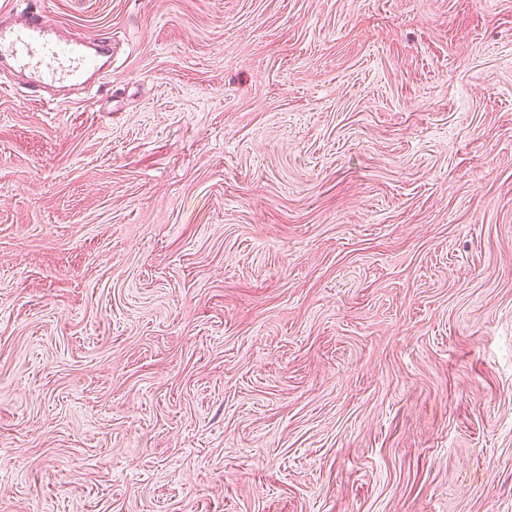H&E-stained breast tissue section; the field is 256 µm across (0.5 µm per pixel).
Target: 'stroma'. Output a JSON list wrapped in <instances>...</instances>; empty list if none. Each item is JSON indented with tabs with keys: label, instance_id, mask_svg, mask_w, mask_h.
Segmentation results:
<instances>
[{
	"label": "stroma",
	"instance_id": "stroma-1",
	"mask_svg": "<svg viewBox=\"0 0 512 512\" xmlns=\"http://www.w3.org/2000/svg\"><path fill=\"white\" fill-rule=\"evenodd\" d=\"M29 3L0 512H512V0ZM111 38L63 34L48 26L36 10L0 22V61L27 78L31 97L51 103L47 89L86 88L112 64Z\"/></svg>",
	"mask_w": 512,
	"mask_h": 512
}]
</instances>
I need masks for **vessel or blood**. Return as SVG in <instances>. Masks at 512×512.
I'll use <instances>...</instances> for the list:
<instances>
[{
	"mask_svg": "<svg viewBox=\"0 0 512 512\" xmlns=\"http://www.w3.org/2000/svg\"><path fill=\"white\" fill-rule=\"evenodd\" d=\"M111 48L108 38L61 33L33 10L0 22V61L26 77L32 99L40 103L48 89L89 86L111 66Z\"/></svg>",
	"mask_w": 512,
	"mask_h": 512,
	"instance_id": "b4317fda",
	"label": "vessel or blood"
}]
</instances>
